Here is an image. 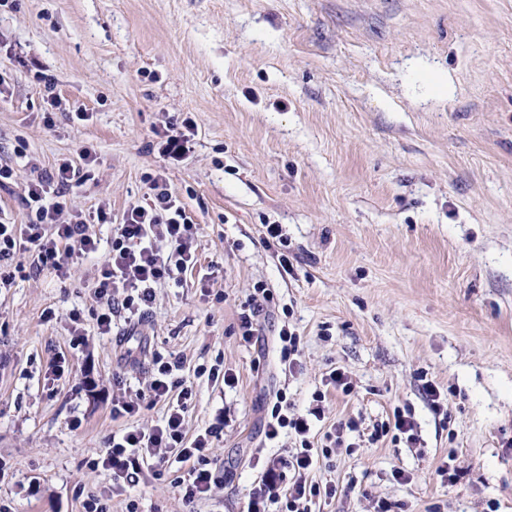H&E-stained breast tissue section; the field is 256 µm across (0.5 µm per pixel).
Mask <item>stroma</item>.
Returning a JSON list of instances; mask_svg holds the SVG:
<instances>
[{
  "instance_id": "obj_1",
  "label": "stroma",
  "mask_w": 512,
  "mask_h": 512,
  "mask_svg": "<svg viewBox=\"0 0 512 512\" xmlns=\"http://www.w3.org/2000/svg\"><path fill=\"white\" fill-rule=\"evenodd\" d=\"M186 118L193 146L175 161L161 137ZM66 161L84 173L72 208L113 222L163 176L199 226L197 262L103 336L99 257L62 277L16 255L0 290V512H83L91 495L108 512H243L266 462L297 445L265 441L271 401L303 410L321 390L314 444L338 421L359 428L309 474L344 489L319 512H512V0H8L0 217L26 223L24 186ZM267 223L283 243L264 244ZM285 325L301 337L292 373ZM157 359L180 360L186 438L210 443L215 483L192 502L188 464L127 491L90 464L163 418L162 402L112 413ZM336 368L354 397L326 390ZM397 408L418 442L372 440Z\"/></svg>"
}]
</instances>
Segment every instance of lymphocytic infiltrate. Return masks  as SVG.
I'll return each instance as SVG.
<instances>
[{
    "label": "lymphocytic infiltrate",
    "instance_id": "f902f5d3",
    "mask_svg": "<svg viewBox=\"0 0 512 512\" xmlns=\"http://www.w3.org/2000/svg\"><path fill=\"white\" fill-rule=\"evenodd\" d=\"M79 174L78 168L65 162L49 180L30 181L23 196L27 223L0 221V288L12 286L15 274L6 265L18 252L33 253L39 266L62 274L69 265L98 251L100 241L89 227L112 222L101 209L88 213L70 209L67 192ZM112 226L110 246L95 285L102 304L97 325L104 335L111 332L115 314H140L153 303L156 284L194 267L198 236L193 218L157 176L151 180L145 202L131 206L120 224ZM172 371L171 363H155L147 384L152 402L167 406L162 422L126 431L113 440L100 460L111 468L122 488L139 485L148 464L190 462L184 496L193 500L212 490L213 473L207 467L206 456L209 439L200 434L193 442H186L185 412L192 390L186 386L175 389L169 380ZM323 417L324 409L319 404L303 414L287 412L279 402L273 405L263 423L265 438L275 440L285 429L299 445L286 459L268 464L249 497L246 512H270V505L282 497L287 500V512H312L320 500L336 498V486H323L309 478L318 462L309 433L313 421Z\"/></svg>",
    "mask_w": 512,
    "mask_h": 512
}]
</instances>
